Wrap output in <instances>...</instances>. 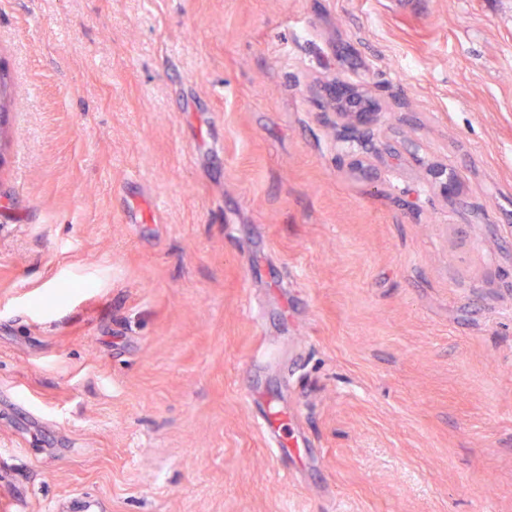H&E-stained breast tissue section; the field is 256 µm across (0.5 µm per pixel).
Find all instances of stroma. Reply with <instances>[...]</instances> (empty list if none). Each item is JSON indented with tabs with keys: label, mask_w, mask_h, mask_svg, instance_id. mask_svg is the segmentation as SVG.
<instances>
[{
	"label": "stroma",
	"mask_w": 512,
	"mask_h": 512,
	"mask_svg": "<svg viewBox=\"0 0 512 512\" xmlns=\"http://www.w3.org/2000/svg\"><path fill=\"white\" fill-rule=\"evenodd\" d=\"M0 69V500L512 512V0H0ZM325 107L341 121L344 131L348 132L340 140L350 151L354 143L362 144L360 134L368 132L374 126L379 111L378 100L358 85L336 84L326 93Z\"/></svg>",
	"instance_id": "stroma-1"
}]
</instances>
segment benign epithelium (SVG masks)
<instances>
[{
  "mask_svg": "<svg viewBox=\"0 0 512 512\" xmlns=\"http://www.w3.org/2000/svg\"><path fill=\"white\" fill-rule=\"evenodd\" d=\"M325 107L341 121L346 135L341 142L351 150L360 142V135L371 130L377 121L378 100L358 85H335L326 93Z\"/></svg>",
  "mask_w": 512,
  "mask_h": 512,
  "instance_id": "benign-epithelium-1",
  "label": "benign epithelium"
}]
</instances>
